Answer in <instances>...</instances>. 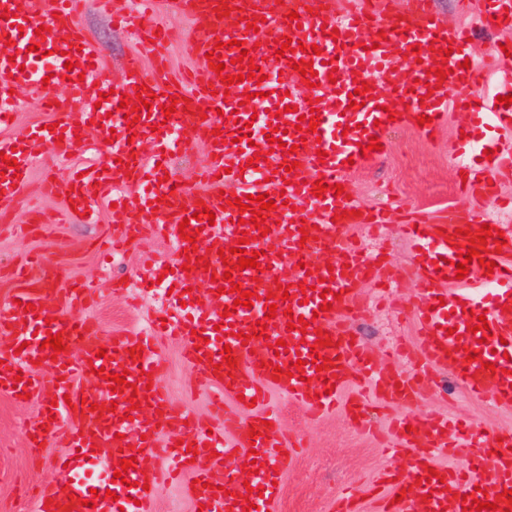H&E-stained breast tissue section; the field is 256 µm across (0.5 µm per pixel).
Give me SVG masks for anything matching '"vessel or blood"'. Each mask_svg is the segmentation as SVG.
Returning a JSON list of instances; mask_svg holds the SVG:
<instances>
[{
  "label": "vessel or blood",
  "instance_id": "obj_1",
  "mask_svg": "<svg viewBox=\"0 0 512 512\" xmlns=\"http://www.w3.org/2000/svg\"><path fill=\"white\" fill-rule=\"evenodd\" d=\"M152 0H135L126 16L133 34L150 43L155 64L145 72L140 56H129L121 82L109 79L91 46L80 36L78 19L88 5L109 8L112 0H53L42 7L40 0H0V127L10 124L11 91L50 83L69 84L72 95L58 101L53 95L42 98L58 125L57 130H36L37 140L49 143V160L66 157L76 144L75 133L89 123H99L110 113L109 127H101L106 164L88 168L85 175L44 184L48 196L64 198L79 213L93 215L100 197L111 196L115 207L112 221L122 233L112 247L149 228L173 242L176 253L194 247L197 255L209 260V267L191 263L181 272L183 287L177 305L162 310L151 327L136 333H118L104 339L88 313L87 291L78 287L58 293L41 285L54 271L41 261L20 273L14 291L15 303L0 312V392L39 396L51 392L56 405L43 409L46 422L34 428L38 445L59 443L67 447L66 464L56 478L41 486L35 512H153V492L141 483L148 457L172 459L176 468L197 486L191 493L194 503L204 504V512H243L253 503L257 512H269L281 494L283 481L294 459L306 448L303 436L283 429L273 394L286 395L316 419L345 407L348 415H361L362 403L347 390L354 381L355 368H362L380 399L414 409L422 394L414 378L378 366L362 343L356 342L351 326L352 313L359 306L360 284L374 277L377 268L365 259L348 236L351 227L367 222L387 223L388 213L356 209L345 196L335 195L333 184L345 183L349 162H362V148L370 137L382 136L393 123H415L417 116L430 119L424 135H432L436 122L447 111H469L477 124L491 132L512 130V106L498 104L501 96L512 94V81L493 83L495 68H512V56L493 47L495 68L471 65L462 69L468 58L473 31L448 27L434 19L431 0H407L397 10L396 0H167L168 8L187 16L194 24L193 48L198 55L216 53L203 68L193 71L179 84L168 82L165 46L168 31L159 30L150 19ZM474 8L482 22L512 26V0H461ZM228 6L230 13L243 19L227 28L215 10ZM299 15V26H291L290 12ZM258 20L257 31L247 28ZM286 37L307 45V52L277 57L278 38ZM252 50L260 66L263 82L244 80L222 84L215 72L225 63L226 74L240 72L237 62L242 49ZM318 52H311V45ZM419 45V57H411L412 45ZM449 49L448 76L438 81L432 75L430 59L434 49ZM311 62L317 85L309 88L291 60ZM73 69H66V62ZM368 82L369 95L355 91L359 82ZM493 84L492 94L480 103H470L462 88ZM147 85L155 98L150 113L141 114L128 124L120 103L124 96H135L139 85ZM108 101H100V94ZM408 97V110L389 115L386 107L394 95ZM176 100L179 119L194 127L196 136L208 145V157L197 173L199 191L185 185L163 181V161L181 153L185 143L169 135L162 107ZM205 113H198V106ZM318 108L320 120L315 131L298 132L301 116ZM237 119L225 122L224 114ZM272 124L283 132L282 145L271 148L268 141L252 147L244 136L250 119ZM156 144L154 159L140 153L142 142ZM295 153H288V146ZM493 149L491 159H483L485 149ZM0 151L17 168L0 162V222H11V204L20 197L37 161L33 152L15 149L13 140L0 138ZM264 160L250 165L255 153ZM458 167L466 172V187L485 197L498 194L493 181L497 173L512 166V145L488 143L476 136L474 126L466 127L454 146ZM481 156L473 167L470 156ZM294 158L298 166L280 175L283 160ZM330 189L323 197L312 193L316 181ZM136 192V207L126 204L128 192ZM268 194L274 200L277 224L267 236H260L253 222H241V212L232 201L246 196ZM211 216H204V209ZM194 220H187V213ZM196 233V243L179 235L180 222ZM485 216L472 209H453L441 223H433L420 212L402 217V230L416 248L415 269L426 303L416 314L419 347L427 374L453 369L460 384L476 398L492 395L496 402L512 403V225H503L504 246L488 243L482 261H495L494 270L471 262L466 277L457 278L455 266L469 240L464 230H476ZM250 233L246 251L258 252L259 268L236 270L233 248L243 233ZM229 252L220 259L219 249ZM330 254L328 262L316 261L317 253ZM233 266V282L242 290L255 293L252 307L235 306L231 293L219 294L217 279L226 266ZM286 285L289 301L278 302L275 318H268L267 295L278 285ZM205 288L209 301L185 313L184 303L194 300L196 288ZM331 303L323 311L322 303ZM31 311H24V304ZM304 317L306 331L288 328L289 316ZM488 328L479 329L480 320ZM266 321L265 336H258L259 321ZM328 332L333 346L311 353L317 331ZM60 334L64 343L80 341L82 353L74 358L68 352H53L46 347L48 334ZM154 336H173L183 346L202 382L216 390L212 405L220 426L190 416L173 404L161 385V361L151 345ZM208 344H200V337ZM286 342L283 353H275L271 341ZM231 347L232 368L221 365L224 347ZM138 356H130V349ZM474 359H467V352ZM327 358L325 370H318L320 358ZM303 362L304 375H290L292 364ZM125 374L134 385L139 409H132L127 394L113 392L110 383L94 377L93 368ZM283 376H275V369ZM93 379V392L78 386L80 379ZM332 393H325V386ZM98 404V412L83 410V403ZM396 439L393 452L407 451L406 469L399 474L384 473L375 499L378 512H448L449 505H462L486 491L487 502L505 508L506 491L512 490V432L495 436L477 424L416 413L397 419L392 428ZM194 453H187V445ZM470 450L465 462L442 464L438 454L457 445ZM134 459L126 483L114 480L121 459ZM230 469H221L222 461ZM260 462L255 475L262 494L247 493L240 484L244 467ZM437 475L427 478V468ZM221 482L224 491L214 494L209 485ZM94 506H87V499Z\"/></svg>",
  "mask_w": 512,
  "mask_h": 512
}]
</instances>
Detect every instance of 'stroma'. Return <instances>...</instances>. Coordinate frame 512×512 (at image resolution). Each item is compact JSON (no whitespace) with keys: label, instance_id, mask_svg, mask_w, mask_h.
<instances>
[{"label":"stroma","instance_id":"stroma-1","mask_svg":"<svg viewBox=\"0 0 512 512\" xmlns=\"http://www.w3.org/2000/svg\"><path fill=\"white\" fill-rule=\"evenodd\" d=\"M154 19L171 32L168 77L178 81L185 70L201 63L191 45L192 24L169 13L162 4L158 5ZM80 27L112 81L122 79L123 62L129 55H139L144 67H151L149 48L114 22L110 14L87 9ZM40 96V91L32 89L19 92L14 104L15 122L9 128H0V137L25 141L34 127L50 122V115L39 108ZM469 121L466 113L447 112L437 137L431 141L408 125L386 131L383 155L348 172L350 196L366 207L414 206L431 217L463 204L455 179L453 139L457 127ZM46 175L43 167L33 170L24 193L13 206L16 223H0V308L8 307L13 295L12 270L37 255L44 262L63 268L64 277L57 281V288L66 289L75 283L87 287L100 337L138 331L165 303L167 288L180 283L177 256L171 244L161 238L143 236L128 243L124 252L102 255L96 247L97 239L113 234L108 200L97 204L95 223L63 221V201L46 197L42 192ZM32 213L38 214L39 223H26V216ZM356 235L363 239L368 256L379 255L400 267H409L412 247L397 224L382 226L375 236L361 229ZM147 262L153 265L155 273L161 274V281H149L125 294L113 293L114 282L135 277ZM395 292L406 303L405 312L379 305L376 283L361 285L363 313L354 320L353 328L378 360L393 344L405 342L406 356L399 368L412 375L421 369L415 311L425 298L408 276L397 284ZM157 352L162 362L160 379L172 399L195 416L208 418L211 390L198 381L180 343L163 338ZM439 381V387L426 388L419 411L464 416L494 433L512 431V404H499L490 396L473 398L449 369L440 372ZM49 400L45 393L19 404L8 394H0V512H34V504L22 495L21 486H35L57 476L51 462L62 455V448L49 445L35 450L27 446L25 439L27 429L37 425L40 409ZM273 400L286 427L304 432L310 444L308 453L286 474L274 512H332L341 488L353 485L362 489L382 471L405 468L404 458L390 455L376 438L359 433L346 413L312 423L287 397L277 394Z\"/></svg>","mask_w":512,"mask_h":512}]
</instances>
